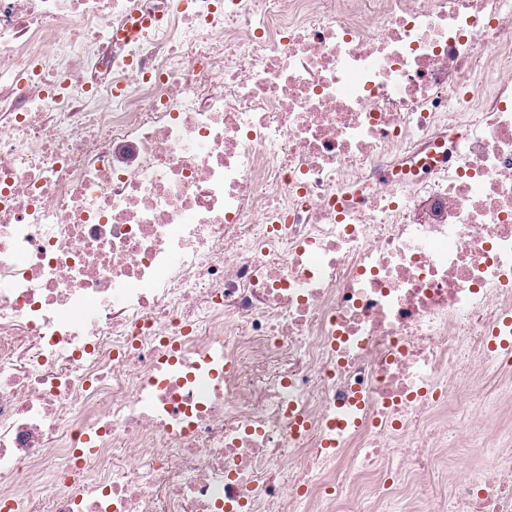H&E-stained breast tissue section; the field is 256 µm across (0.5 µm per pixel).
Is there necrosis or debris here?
Returning a JSON list of instances; mask_svg holds the SVG:
<instances>
[{
	"label": "necrosis or debris",
	"instance_id": "4bbe7bcc",
	"mask_svg": "<svg viewBox=\"0 0 512 512\" xmlns=\"http://www.w3.org/2000/svg\"><path fill=\"white\" fill-rule=\"evenodd\" d=\"M510 312L512 0H0V512H512Z\"/></svg>",
	"mask_w": 512,
	"mask_h": 512
}]
</instances>
